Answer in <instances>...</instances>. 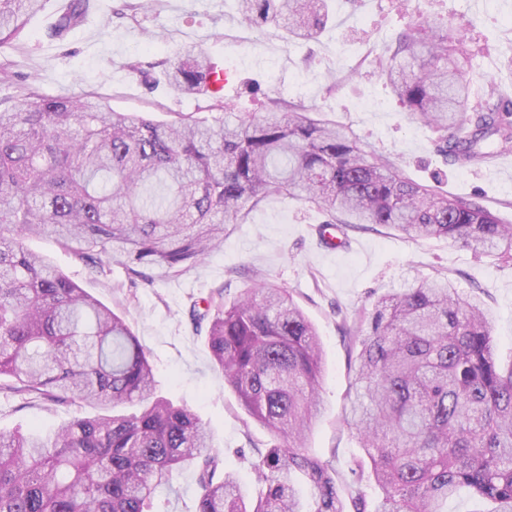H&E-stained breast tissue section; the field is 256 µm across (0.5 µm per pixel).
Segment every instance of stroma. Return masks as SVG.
<instances>
[{"instance_id": "35a3bbf8", "label": "stroma", "mask_w": 512, "mask_h": 512, "mask_svg": "<svg viewBox=\"0 0 512 512\" xmlns=\"http://www.w3.org/2000/svg\"><path fill=\"white\" fill-rule=\"evenodd\" d=\"M124 0H87L81 22L63 38L51 27L69 0H45L29 17L21 44L0 47V97L28 88L51 96L91 95L114 111L135 112L158 122L193 112L212 120L206 100L170 88L159 66L185 44L201 45L212 64L232 73L221 97L238 112H259L266 97L304 103L321 118L343 123L367 151L388 156L412 179L448 195L475 200L504 224H512V147L489 168L449 166L435 146L436 134L416 121L393 95L373 61L411 18L397 0H331L329 21L315 37L244 23L237 0H153L131 13ZM425 13L449 17L470 38L475 58L473 100L512 95V0H425ZM492 165V166H493ZM323 214L301 201L270 197L243 223L230 225L221 249L176 280L130 287L123 267L102 272L77 261L52 238L34 237L29 248L62 270L88 293L120 314L149 353L157 389L191 409L212 434L226 470L254 485L248 455L267 448L271 436L240 407L213 364L205 332L187 317L192 301L223 289L233 297L253 281L291 291L315 326L323 350L322 413L306 450L330 461L340 474L363 450L343 421L353 376L355 316L391 288L445 275L461 298L479 297L493 320L492 336L502 363L512 362V263L477 256L443 238L411 242L393 228H347L348 250L324 252L314 231ZM76 413L0 392V430L49 434ZM173 492L161 493V512H196L200 489L193 469L175 474Z\"/></svg>"}]
</instances>
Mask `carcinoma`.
<instances>
[{
  "label": "carcinoma",
  "mask_w": 512,
  "mask_h": 512,
  "mask_svg": "<svg viewBox=\"0 0 512 512\" xmlns=\"http://www.w3.org/2000/svg\"><path fill=\"white\" fill-rule=\"evenodd\" d=\"M42 0H0V45L19 39ZM248 22L314 34L326 0H239ZM72 0L54 35L81 22ZM465 34L423 14L377 69L398 100L437 133L452 166L489 163L512 144V105H470ZM166 82L216 96L197 45L162 62ZM235 121L190 113L160 123L84 97L37 90L0 99V378L30 403L89 405L49 436L0 432V512H157L158 487L192 466L198 512H444L461 487L512 512V364L495 355L482 302L457 298L447 279L392 289L354 330L345 424L368 467L336 486L332 463L303 440L320 409L319 337L286 288L260 280L224 302L193 301L216 368L246 413L277 440L250 461L254 495L224 469L209 431L156 394L153 368L125 321L29 251L50 235L75 259L122 266L131 283L181 277L224 245L228 226L271 196L321 210L327 223L378 224L406 238H446L512 262V225L477 202L409 178L353 132L299 102ZM312 488L306 502L294 482Z\"/></svg>",
  "instance_id": "cac0c4a2"
}]
</instances>
